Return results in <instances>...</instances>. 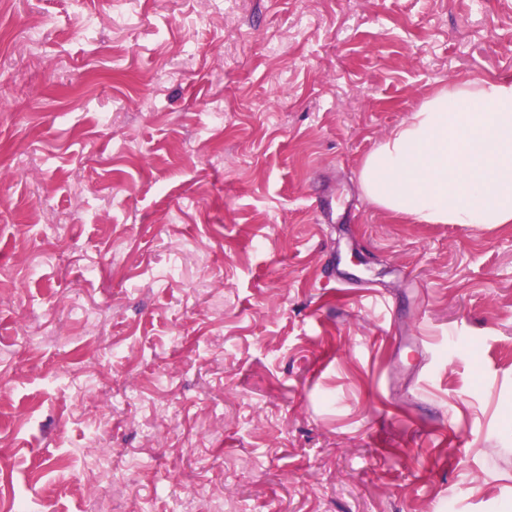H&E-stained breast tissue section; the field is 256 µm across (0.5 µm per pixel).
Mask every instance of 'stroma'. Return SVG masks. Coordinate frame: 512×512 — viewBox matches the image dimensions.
Segmentation results:
<instances>
[{"mask_svg":"<svg viewBox=\"0 0 512 512\" xmlns=\"http://www.w3.org/2000/svg\"><path fill=\"white\" fill-rule=\"evenodd\" d=\"M474 77L512 0H5L0 494L512 512V224L358 181Z\"/></svg>","mask_w":512,"mask_h":512,"instance_id":"35a3bbf8","label":"stroma"}]
</instances>
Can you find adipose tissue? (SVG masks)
I'll use <instances>...</instances> for the list:
<instances>
[{"label":"adipose tissue","instance_id":"ef3b65f1","mask_svg":"<svg viewBox=\"0 0 512 512\" xmlns=\"http://www.w3.org/2000/svg\"><path fill=\"white\" fill-rule=\"evenodd\" d=\"M360 182L416 224H512V81L438 90L366 155Z\"/></svg>","mask_w":512,"mask_h":512}]
</instances>
